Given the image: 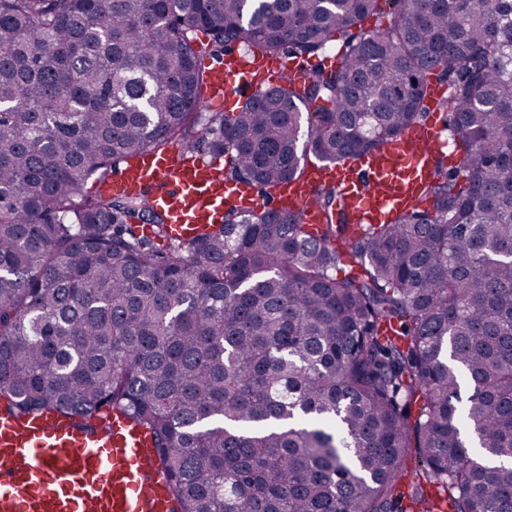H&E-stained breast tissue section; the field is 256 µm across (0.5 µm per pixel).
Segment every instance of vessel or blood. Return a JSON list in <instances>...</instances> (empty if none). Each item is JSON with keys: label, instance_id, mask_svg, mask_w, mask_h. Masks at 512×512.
<instances>
[{"label": "vessel or blood", "instance_id": "vessel-or-blood-1", "mask_svg": "<svg viewBox=\"0 0 512 512\" xmlns=\"http://www.w3.org/2000/svg\"><path fill=\"white\" fill-rule=\"evenodd\" d=\"M207 96L233 103L238 91L257 92L289 79L302 88L312 77L305 65L285 57L233 51L207 71ZM447 87L428 86L425 119L380 150L342 166L309 165L305 175L270 193L224 176L214 164L176 146L146 152L115 169L104 192L145 196L163 211L170 239L196 238L219 223L225 204L264 206L296 216L300 223L324 221L317 186L340 187L354 224H384L412 207L435 169L446 123L438 109ZM168 478L157 462L151 435L132 420L109 412L93 429L59 411L18 418L0 411V512H170Z\"/></svg>", "mask_w": 512, "mask_h": 512}]
</instances>
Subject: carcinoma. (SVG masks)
<instances>
[{"instance_id":"carcinoma-1","label":"carcinoma","mask_w":512,"mask_h":512,"mask_svg":"<svg viewBox=\"0 0 512 512\" xmlns=\"http://www.w3.org/2000/svg\"><path fill=\"white\" fill-rule=\"evenodd\" d=\"M386 25L361 28L370 15ZM215 60L338 67L202 112ZM448 74L460 166L422 203L318 232L263 208L165 252V214L100 194L180 141L262 189L412 127ZM0 400L119 411L174 512H512V0H0Z\"/></svg>"}]
</instances>
